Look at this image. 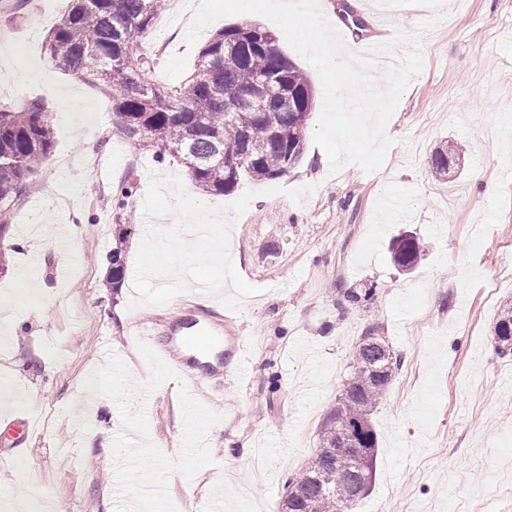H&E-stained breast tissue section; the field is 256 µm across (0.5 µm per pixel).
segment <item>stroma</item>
<instances>
[{
  "mask_svg": "<svg viewBox=\"0 0 512 512\" xmlns=\"http://www.w3.org/2000/svg\"><path fill=\"white\" fill-rule=\"evenodd\" d=\"M200 0H170L143 45L157 84L174 87L199 50L230 25L259 24L307 74L322 110L317 71L267 18H220L187 44L182 15ZM357 40L390 42L419 32L424 67L388 121L393 144L384 166L365 173L345 165L331 174L326 153L308 144L302 161L275 179L277 195L242 180L237 192L212 195L186 178L174 157L128 144L96 84L57 69L43 41L69 0H0V87L21 106L43 99L55 148L27 196L13 209L17 245L0 272V414L32 421L29 458L14 461L0 439V500L23 499L24 512H114L118 483L113 442L124 433L115 402L84 388L88 375L117 356L132 380L147 381L138 330L151 348L174 354L176 321L208 325L243 339L244 375H219L221 420L207 443L214 463L193 479L173 474L176 508L278 512L287 475L319 446L320 427L350 373L367 327L399 355L401 366L372 420L378 434L375 482L355 512H512V359L496 357L491 324L512 301V0H319ZM75 112L61 111L64 99ZM462 145L460 170L432 172L444 141ZM90 151H82L81 142ZM182 177L185 192L211 207L256 191L231 222L235 270L257 296L241 311L199 302L190 292L164 305L132 306V283L112 293L104 282L117 225H133L124 245L133 268L146 234L142 206L151 173ZM134 185L124 209L113 198ZM313 186L303 205L288 188ZM493 194H485L486 186ZM74 238H67L68 225ZM412 231L423 245L413 274L394 266L389 243ZM65 267L62 276L53 271ZM33 272L39 298L17 304L19 276ZM375 287L373 301L351 305L348 288ZM177 381L147 400L148 437L165 455L181 447Z\"/></svg>",
  "mask_w": 512,
  "mask_h": 512,
  "instance_id": "35a3bbf8",
  "label": "stroma"
}]
</instances>
